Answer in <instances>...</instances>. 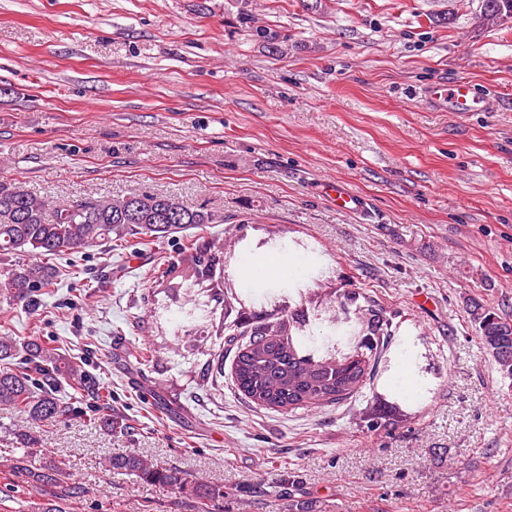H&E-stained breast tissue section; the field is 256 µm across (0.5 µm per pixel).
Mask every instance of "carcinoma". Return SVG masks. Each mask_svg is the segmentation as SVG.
<instances>
[{
  "label": "carcinoma",
  "mask_w": 512,
  "mask_h": 512,
  "mask_svg": "<svg viewBox=\"0 0 512 512\" xmlns=\"http://www.w3.org/2000/svg\"><path fill=\"white\" fill-rule=\"evenodd\" d=\"M512 20V0H481L479 22L502 26ZM224 217L179 198L150 191L121 199L98 197L52 205L44 197L14 184L0 183V256L16 258L0 270V298L31 304L59 276L56 260L102 242L125 248L145 246L156 238L186 233L185 258L192 263L194 281L220 285L224 276V243L205 240L189 230L222 224ZM177 265L162 257L152 269L156 279L175 278ZM355 307L360 339L349 355L314 357L302 351L297 336L307 325L304 317L280 316L242 331L249 341L234 360L233 382L245 398L274 411H294L339 404L363 393L374 375L376 360L388 350L400 324V312L384 307L368 293H349ZM480 344L492 354L503 376L512 379V323L478 302L470 306ZM0 406L33 421L87 417L107 432H128L124 419L112 414L109 396L76 358L60 352L51 338L15 336L0 332ZM109 470L133 475L139 481L177 492H191L201 512L224 498V487L192 482L175 466L160 464L135 451L106 459ZM32 481L52 487L72 499L82 488L70 481L66 463L53 459L29 472Z\"/></svg>",
  "instance_id": "carcinoma-1"
}]
</instances>
